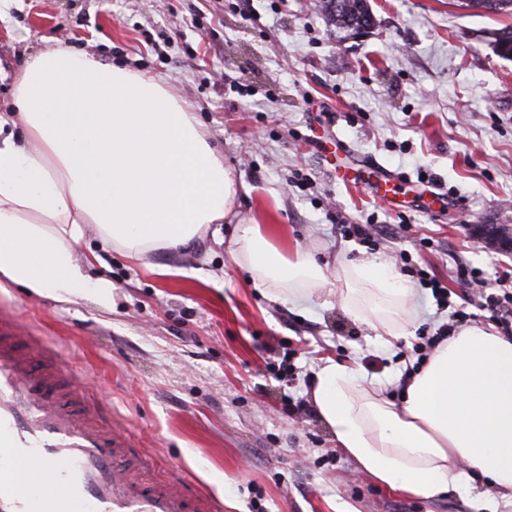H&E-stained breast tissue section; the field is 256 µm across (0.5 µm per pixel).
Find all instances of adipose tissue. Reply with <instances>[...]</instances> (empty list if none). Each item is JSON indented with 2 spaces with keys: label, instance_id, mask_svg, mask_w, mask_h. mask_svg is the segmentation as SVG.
Listing matches in <instances>:
<instances>
[{
  "label": "adipose tissue",
  "instance_id": "ef3b65f1",
  "mask_svg": "<svg viewBox=\"0 0 512 512\" xmlns=\"http://www.w3.org/2000/svg\"><path fill=\"white\" fill-rule=\"evenodd\" d=\"M234 196L223 157L161 78L60 37L16 75L0 111V282L111 311V279L77 256L88 238L131 259L171 253L222 223ZM233 256L274 301L310 298L334 278L348 311L386 336L407 335L417 316L411 285L373 255L334 273L240 224ZM311 398L337 448L388 489L433 498L481 477L497 490L494 506H512V338L493 326L440 344L400 401L331 359Z\"/></svg>",
  "mask_w": 512,
  "mask_h": 512
}]
</instances>
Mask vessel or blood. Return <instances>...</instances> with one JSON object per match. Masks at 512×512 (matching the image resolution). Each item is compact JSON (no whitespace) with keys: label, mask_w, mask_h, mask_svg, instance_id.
Wrapping results in <instances>:
<instances>
[{"label":"vessel or blood","mask_w":512,"mask_h":512,"mask_svg":"<svg viewBox=\"0 0 512 512\" xmlns=\"http://www.w3.org/2000/svg\"><path fill=\"white\" fill-rule=\"evenodd\" d=\"M37 358L53 356L0 306V512H44L42 491L22 478L31 460L56 490L55 512H221L211 496L147 479L153 462L135 454L130 433L92 421L79 385L36 369Z\"/></svg>","instance_id":"vessel-or-blood-1"}]
</instances>
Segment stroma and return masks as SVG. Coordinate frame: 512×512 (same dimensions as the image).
I'll use <instances>...</instances> for the list:
<instances>
[{
	"mask_svg": "<svg viewBox=\"0 0 512 512\" xmlns=\"http://www.w3.org/2000/svg\"><path fill=\"white\" fill-rule=\"evenodd\" d=\"M315 0H8L0 9V105L24 61L49 36L101 63L162 78L185 100L233 173L235 223L262 224L284 250L319 261L378 256L421 267L448 288L438 309L417 287L409 334L387 339L347 314L335 284L272 302L231 256L235 224L178 253L143 261L89 246L114 288L111 311L60 304L9 284L26 331L86 386L104 425L135 436L160 479L224 504V512H485L487 480L424 498L386 489L336 446L311 404L325 359L395 399L396 374L421 337L479 292L456 266L488 281L512 272V253L478 242L475 224H512V58L493 34L512 13L460 0H368L374 23L337 40ZM345 148L331 157L335 145ZM390 173L376 187L341 181L337 162ZM368 224L372 238L345 237ZM174 272L158 275L156 266ZM300 414H289L296 402Z\"/></svg>",
	"mask_w": 512,
	"mask_h": 512,
	"instance_id": "1",
	"label": "stroma"
}]
</instances>
